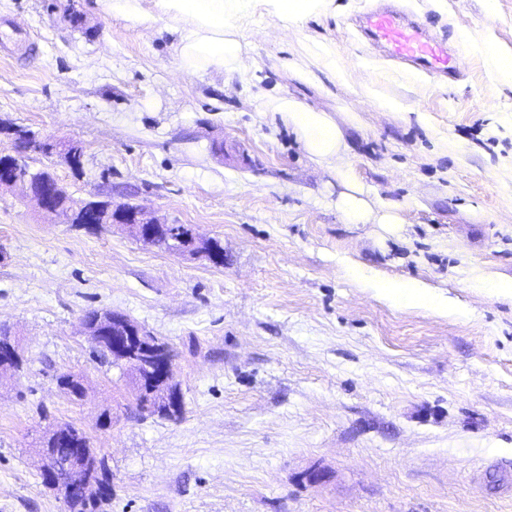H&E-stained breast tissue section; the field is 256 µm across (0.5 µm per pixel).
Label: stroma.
Masks as SVG:
<instances>
[{
	"instance_id": "obj_1",
	"label": "stroma",
	"mask_w": 512,
	"mask_h": 512,
	"mask_svg": "<svg viewBox=\"0 0 512 512\" xmlns=\"http://www.w3.org/2000/svg\"><path fill=\"white\" fill-rule=\"evenodd\" d=\"M403 2L456 78L371 57L353 20L372 0H321L287 28L252 0L238 28L260 68L245 77L185 68L168 35L99 0H0V124L84 150L82 170L30 153L31 170L224 248L219 266L0 191V328L26 360L0 379V512H67L35 454L63 423L112 479L98 512H512V294L475 285L512 279V86L459 39L512 52V0ZM275 95L336 122L396 230L345 222L335 171L264 112ZM384 280L416 282L428 305ZM101 309L171 348L180 418L138 415L130 375L93 356L80 322ZM64 372L85 400L59 389ZM315 467L325 482L304 480Z\"/></svg>"
}]
</instances>
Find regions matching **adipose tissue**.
I'll list each match as a JSON object with an SVG mask.
<instances>
[{
  "mask_svg": "<svg viewBox=\"0 0 512 512\" xmlns=\"http://www.w3.org/2000/svg\"><path fill=\"white\" fill-rule=\"evenodd\" d=\"M107 12L120 16L132 27L151 30L165 27L174 35L181 62L190 68L246 72L257 68L240 41L234 19L247 0H155L145 9L142 0H101ZM270 112L279 114L303 141L319 164H336L344 190L337 208L352 224H396L400 217L393 208L366 195L349 168L341 166L346 149L342 130L327 115L304 101L288 96L272 98Z\"/></svg>",
  "mask_w": 512,
  "mask_h": 512,
  "instance_id": "ef3b65f1",
  "label": "adipose tissue"
}]
</instances>
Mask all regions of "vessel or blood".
Returning <instances> with one entry per match:
<instances>
[{
	"instance_id": "1",
	"label": "vessel or blood",
	"mask_w": 512,
	"mask_h": 512,
	"mask_svg": "<svg viewBox=\"0 0 512 512\" xmlns=\"http://www.w3.org/2000/svg\"><path fill=\"white\" fill-rule=\"evenodd\" d=\"M358 27L372 54L410 64L437 77L450 79L457 74L453 54L435 40L419 16L388 0L363 13Z\"/></svg>"
}]
</instances>
